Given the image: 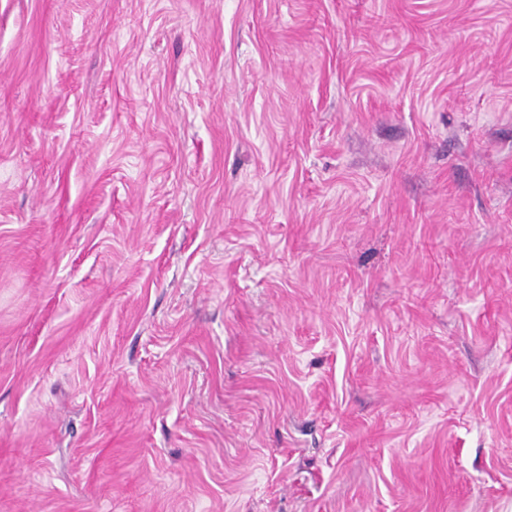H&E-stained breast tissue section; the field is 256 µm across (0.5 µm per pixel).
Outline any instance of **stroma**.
<instances>
[{
  "mask_svg": "<svg viewBox=\"0 0 512 512\" xmlns=\"http://www.w3.org/2000/svg\"><path fill=\"white\" fill-rule=\"evenodd\" d=\"M0 512H512V0H0Z\"/></svg>",
  "mask_w": 512,
  "mask_h": 512,
  "instance_id": "1",
  "label": "stroma"
}]
</instances>
